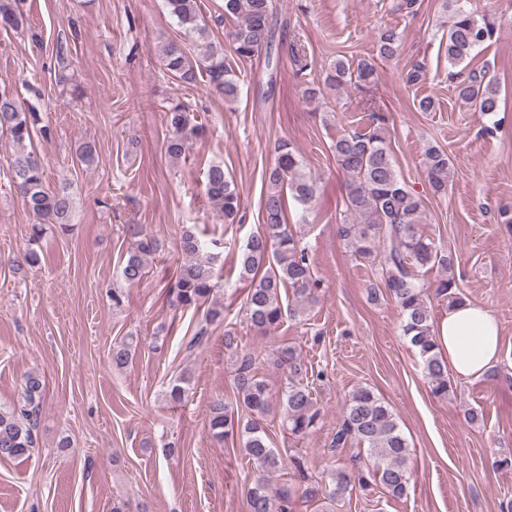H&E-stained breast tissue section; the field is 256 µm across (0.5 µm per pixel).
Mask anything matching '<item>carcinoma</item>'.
Returning a JSON list of instances; mask_svg holds the SVG:
<instances>
[{"mask_svg": "<svg viewBox=\"0 0 512 512\" xmlns=\"http://www.w3.org/2000/svg\"><path fill=\"white\" fill-rule=\"evenodd\" d=\"M21 0H0V27L24 28ZM170 13L184 34L200 41L201 52L193 57L176 40L160 48L166 72L182 83L196 82L197 73L204 74L209 85L230 103L240 93V79L226 62L224 43L210 36L207 20L197 0H167ZM273 0H224V17L234 20L231 32L232 50L237 59L250 61L261 53L271 54L274 31L271 27ZM448 14V67L454 91L459 100L487 115L500 110L499 88L487 78V71L466 72L460 66L473 58L478 48L495 35L493 24L477 17L466 8L464 0H441ZM401 49L399 33L393 28L380 31L376 55L381 59L397 57ZM376 69L369 59L354 63L338 58L330 66L325 82L338 90L354 84L363 89L375 84ZM169 136L166 152L180 158L186 144L198 133L190 124L188 108L181 102L166 107ZM367 132H346L332 143L336 161L346 175L344 206L354 217L353 223L337 226L338 237L351 249L355 259L373 267L379 280L370 284L368 297L375 301L383 296L395 303L401 315V332L417 350L423 371L437 396L448 395V362L442 357L434 331L429 295L444 298L449 304L462 301L454 276L452 251L420 228L424 201L401 177L390 147L385 119ZM39 115L27 112L12 98L0 96V131L9 134L16 150L10 161L12 180L28 209L39 219L31 225L30 241L41 238L46 225L68 230L73 203L63 190L50 191L45 184V169L29 149ZM425 170L434 193L448 192L450 168L448 153L439 146L424 149ZM303 159L287 140L275 149L273 166L267 174L268 190L263 198L259 229L247 240L239 256L240 278L249 282L244 307L246 318L262 333L279 328L284 312L296 317L306 304L317 299L320 283L313 279L305 250L299 246L298 233L288 229L285 191L303 205L315 196L312 178L302 174ZM206 194L214 207L224 214V221L236 220L241 203L232 180L217 163L206 172ZM127 232L133 242L127 251L122 277L130 285L140 283L148 273L149 262L158 251L154 236L143 226L130 224ZM180 247L187 260L179 266L169 289L170 305L176 309L207 310L187 343L194 350L204 346L210 326L224 320V307L214 301L219 274L217 265L224 242L202 241L188 228L181 235ZM439 268L444 276L434 282L426 274ZM296 287L300 301L285 310L280 289ZM132 358V343L124 340L112 346V368L121 370ZM271 362L287 372V383L279 403L272 404L267 385L258 373V357L252 352L238 351L233 361L234 398H216L210 407L208 426L218 441L231 440L239 445L254 468L253 480L247 482V512H288L292 490L288 486L271 487L270 478L283 469V458L272 447L267 432L269 416L278 414L288 434L301 438L316 428L321 412L311 391L304 384L308 369L295 347L286 343L273 352ZM190 376L182 374L180 382L165 394L169 403L180 406L185 401ZM45 381L37 371L26 375L17 401L0 407V458L30 456L37 445V416L42 406ZM338 452L345 448L366 451L370 468H364L361 454L349 462H336L330 469L329 481L304 486L301 498L318 502L317 512H335L337 502L354 487L373 483L391 496L406 494L410 480L409 442L388 405L371 389L353 391L344 405L342 417L331 441Z\"/></svg>", "mask_w": 512, "mask_h": 512, "instance_id": "carcinoma-1", "label": "carcinoma"}]
</instances>
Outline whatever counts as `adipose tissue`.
<instances>
[{
	"mask_svg": "<svg viewBox=\"0 0 512 512\" xmlns=\"http://www.w3.org/2000/svg\"><path fill=\"white\" fill-rule=\"evenodd\" d=\"M435 331L442 356L458 379L482 377L499 360L501 328L484 304L468 301L450 307Z\"/></svg>",
	"mask_w": 512,
	"mask_h": 512,
	"instance_id": "1",
	"label": "adipose tissue"
}]
</instances>
